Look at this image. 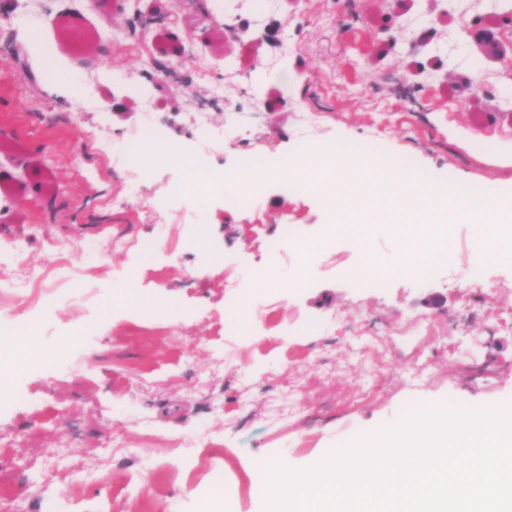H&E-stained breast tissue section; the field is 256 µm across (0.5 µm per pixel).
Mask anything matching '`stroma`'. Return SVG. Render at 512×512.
I'll list each match as a JSON object with an SVG mask.
<instances>
[{
    "label": "stroma",
    "instance_id": "35a3bbf8",
    "mask_svg": "<svg viewBox=\"0 0 512 512\" xmlns=\"http://www.w3.org/2000/svg\"><path fill=\"white\" fill-rule=\"evenodd\" d=\"M153 3L0 0V137L17 146L0 174L27 185L0 195V279L66 238L106 255L83 267L94 298L45 312L37 342L56 355L19 372L25 397L0 411V512H205L218 480L224 512H263L268 460L309 468L410 405L512 404V261L480 258L474 225L424 280L368 288L352 273L392 265L389 226L334 235L330 204L297 180L268 178L244 206L160 154L176 142L231 172L382 126V163L453 200L512 196V0H166L156 20ZM232 17L258 38L227 33ZM478 20L503 54L474 44ZM476 75L488 95L465 96ZM149 126L162 137L135 173L127 146ZM118 234L153 256L107 253ZM297 239L324 242L305 288ZM276 240L277 279L254 288Z\"/></svg>",
    "mask_w": 512,
    "mask_h": 512
}]
</instances>
